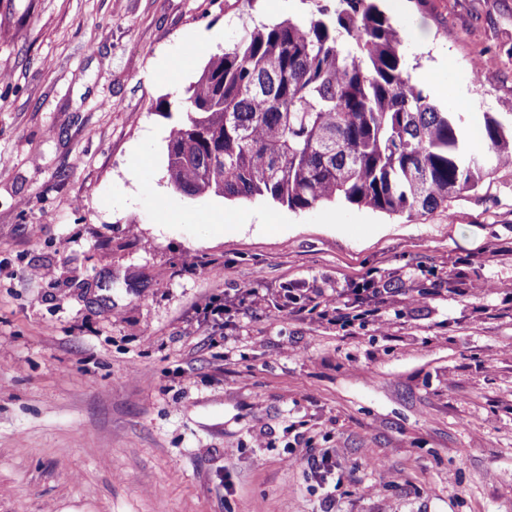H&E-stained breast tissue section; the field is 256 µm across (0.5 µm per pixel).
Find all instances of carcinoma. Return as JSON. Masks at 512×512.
Wrapping results in <instances>:
<instances>
[{
    "label": "carcinoma",
    "mask_w": 512,
    "mask_h": 512,
    "mask_svg": "<svg viewBox=\"0 0 512 512\" xmlns=\"http://www.w3.org/2000/svg\"><path fill=\"white\" fill-rule=\"evenodd\" d=\"M300 18H252L176 107L170 185L190 197L342 202L431 212L512 167V125L484 115L471 149L457 112L411 80L398 23L375 0H310Z\"/></svg>",
    "instance_id": "1"
}]
</instances>
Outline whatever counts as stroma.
Returning <instances> with one entry per match:
<instances>
[{"label": "stroma", "instance_id": "1", "mask_svg": "<svg viewBox=\"0 0 512 512\" xmlns=\"http://www.w3.org/2000/svg\"><path fill=\"white\" fill-rule=\"evenodd\" d=\"M309 8L0 0V512H512V168L401 216L168 183L161 104L242 17ZM394 17L482 149L512 0ZM285 286L361 317L276 307Z\"/></svg>", "mask_w": 512, "mask_h": 512}]
</instances>
